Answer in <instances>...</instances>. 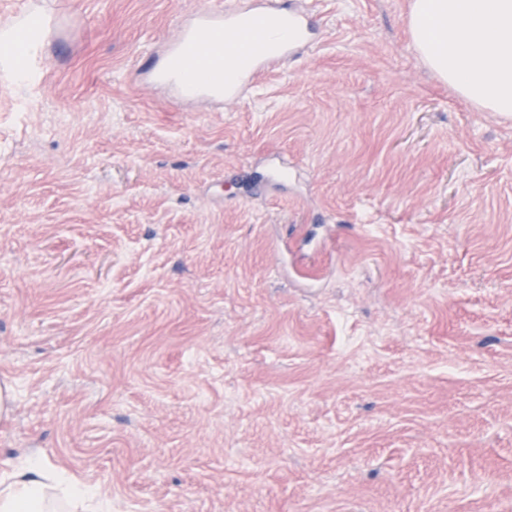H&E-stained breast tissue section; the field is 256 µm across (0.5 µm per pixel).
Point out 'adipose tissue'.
<instances>
[{
	"label": "adipose tissue",
	"instance_id": "ef3b65f1",
	"mask_svg": "<svg viewBox=\"0 0 512 512\" xmlns=\"http://www.w3.org/2000/svg\"><path fill=\"white\" fill-rule=\"evenodd\" d=\"M408 33L460 98L512 112V0H411ZM0 512H112V504L46 461L21 458L0 476Z\"/></svg>",
	"mask_w": 512,
	"mask_h": 512
}]
</instances>
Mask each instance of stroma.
<instances>
[{
  "instance_id": "35a3bbf8",
  "label": "stroma",
  "mask_w": 512,
  "mask_h": 512,
  "mask_svg": "<svg viewBox=\"0 0 512 512\" xmlns=\"http://www.w3.org/2000/svg\"><path fill=\"white\" fill-rule=\"evenodd\" d=\"M207 0H0V472L112 512H512V114L417 57L410 0L235 101L147 83ZM34 21L37 22L31 19L24 27L12 28L6 31L4 36L1 34V66L15 78L14 82L17 85H21V77L25 74L29 54L25 35Z\"/></svg>"
}]
</instances>
